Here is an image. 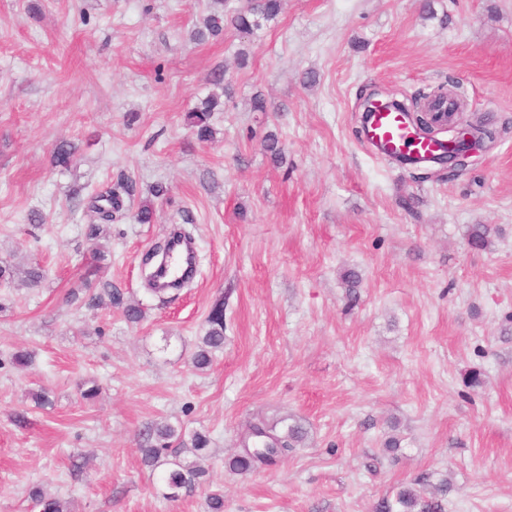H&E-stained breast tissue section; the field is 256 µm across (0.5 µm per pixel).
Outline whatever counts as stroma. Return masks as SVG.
Segmentation results:
<instances>
[{"mask_svg":"<svg viewBox=\"0 0 512 512\" xmlns=\"http://www.w3.org/2000/svg\"><path fill=\"white\" fill-rule=\"evenodd\" d=\"M210 4L0 0V262L44 270L0 285V512H39L34 486L72 512H208L214 491L224 512H374L408 485L445 512H512V0H282L253 34L200 43ZM441 85L460 124L496 133L466 167L365 144L366 98ZM218 86L202 142L186 114ZM63 139L79 147L65 169L50 163ZM122 175L135 192L105 226L99 279L142 307L137 324L84 285L88 205ZM186 218L197 272L163 305L146 259ZM219 300L224 346L198 371ZM258 418L304 439L235 472ZM158 423L177 431L170 462L210 439L205 476L174 500L142 459Z\"/></svg>","mask_w":512,"mask_h":512,"instance_id":"35a3bbf8","label":"stroma"}]
</instances>
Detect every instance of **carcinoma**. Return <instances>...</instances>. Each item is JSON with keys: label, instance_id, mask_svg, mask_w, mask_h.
<instances>
[{"label": "carcinoma", "instance_id": "1", "mask_svg": "<svg viewBox=\"0 0 512 512\" xmlns=\"http://www.w3.org/2000/svg\"><path fill=\"white\" fill-rule=\"evenodd\" d=\"M281 8V0H247L246 5L240 8H228V0H213L211 13L203 23V27L194 32L197 41L203 42L210 37H217L224 33L225 22L230 24L242 34H250L261 27L262 22L276 18ZM221 106L220 96L211 93L203 98L200 103L188 114L190 125L201 141H209L213 138L214 129L211 125L212 113ZM77 152V146L68 141H62L54 147L50 162L56 167H67L72 162ZM135 190L132 180L126 178L118 181L109 190L106 201L108 207L92 205L94 212L103 222L114 220V214L122 208V195H130ZM490 228L485 224H475L470 228L469 243L479 250L489 245ZM43 278V273L38 267H24L19 264L0 265V283L8 285L30 287L38 284ZM97 303L108 302L114 308L123 311L128 322L138 323L143 318L140 307L131 305L125 301L121 289L112 286L109 282L100 283V291L94 296ZM224 346V302L218 301L211 308L207 316V329L200 338L199 349L193 358V366L204 369L212 363V353ZM249 431L263 437L268 447L261 451L247 448V441H242V452L230 461V467L236 471L249 472L258 468L274 464L277 459L288 454L292 448L304 439L303 428L298 425H290L283 434L276 431L273 426L255 423ZM175 434V430L169 425H155L149 435L155 437L156 444L141 449L144 461L157 465L161 463L163 453L168 450L169 439ZM209 438L203 433L192 436V449L197 456V461L183 465L173 463L165 474V484L169 493L167 498L175 499L179 492L194 484L195 480L204 476L206 469L201 462L206 459V449ZM29 496L34 499L41 512H71L67 503L60 499L45 496L39 489L30 491ZM396 504L400 509L393 510V504L383 500L376 506V512H442V505L423 499L418 491L411 487H404L398 491Z\"/></svg>", "mask_w": 512, "mask_h": 512}]
</instances>
